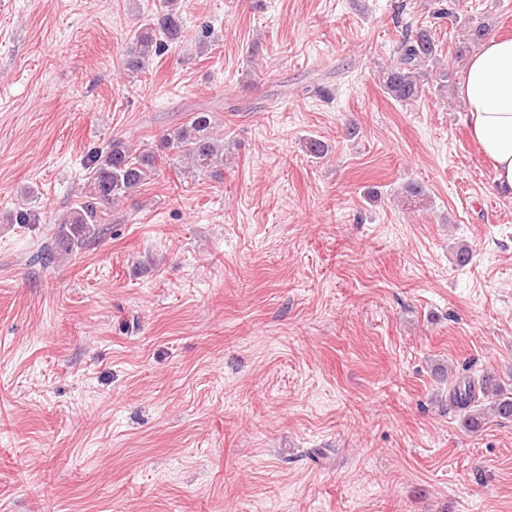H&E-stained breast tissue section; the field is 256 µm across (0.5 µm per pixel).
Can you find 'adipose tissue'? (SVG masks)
Instances as JSON below:
<instances>
[{
    "label": "adipose tissue",
    "instance_id": "ef3b65f1",
    "mask_svg": "<svg viewBox=\"0 0 512 512\" xmlns=\"http://www.w3.org/2000/svg\"><path fill=\"white\" fill-rule=\"evenodd\" d=\"M464 122L498 186L512 189V39L488 37L466 67Z\"/></svg>",
    "mask_w": 512,
    "mask_h": 512
}]
</instances>
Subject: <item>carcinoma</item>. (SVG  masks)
<instances>
[{
    "label": "carcinoma",
    "instance_id": "cac0c4a2",
    "mask_svg": "<svg viewBox=\"0 0 512 512\" xmlns=\"http://www.w3.org/2000/svg\"><path fill=\"white\" fill-rule=\"evenodd\" d=\"M451 23L463 32L455 58L470 53L492 32V25L484 20L464 21L456 15ZM182 14L179 0H161V5L134 31L131 45L125 54L128 75H138L149 66L152 54H160L165 43L181 34ZM455 67L439 64L437 48L431 32L419 28L408 32L401 41L396 62L380 71L384 92L398 102L417 100L432 77L443 89L453 82ZM212 117L208 112H194L190 119L171 132L160 135L156 148L135 151L124 140L112 139L108 150L95 155L88 163V177L79 195L57 221L53 242L38 255L43 263L53 253H71L95 239L100 224L112 205L136 193L148 180L160 172L159 163L189 165L196 175L214 179L223 176L224 139L213 132ZM489 402L488 410L500 420L512 421V392L505 389L489 372L479 378L466 377L456 382L448 394L449 407L462 414L464 427L476 430L484 420V409L475 408L480 399Z\"/></svg>",
    "mask_w": 512,
    "mask_h": 512
}]
</instances>
